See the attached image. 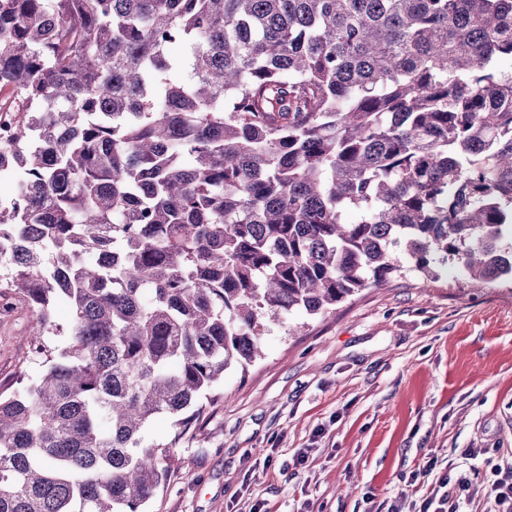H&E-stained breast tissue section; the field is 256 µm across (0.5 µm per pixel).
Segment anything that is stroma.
<instances>
[{
  "instance_id": "obj_1",
  "label": "stroma",
  "mask_w": 512,
  "mask_h": 512,
  "mask_svg": "<svg viewBox=\"0 0 512 512\" xmlns=\"http://www.w3.org/2000/svg\"><path fill=\"white\" fill-rule=\"evenodd\" d=\"M32 322L22 302L0 308V383L42 373ZM220 391L150 512H418L465 449L512 456V280L401 271L333 313L270 326L262 357Z\"/></svg>"
}]
</instances>
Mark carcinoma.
Listing matches in <instances>:
<instances>
[{"label": "carcinoma", "instance_id": "obj_1", "mask_svg": "<svg viewBox=\"0 0 512 512\" xmlns=\"http://www.w3.org/2000/svg\"><path fill=\"white\" fill-rule=\"evenodd\" d=\"M502 59L512 0H0V299L45 363L0 383V512H144L267 324L397 251L512 278ZM173 429V417L168 415H161L154 418L145 430L143 442L144 445L151 446L168 442L173 434Z\"/></svg>", "mask_w": 512, "mask_h": 512}]
</instances>
